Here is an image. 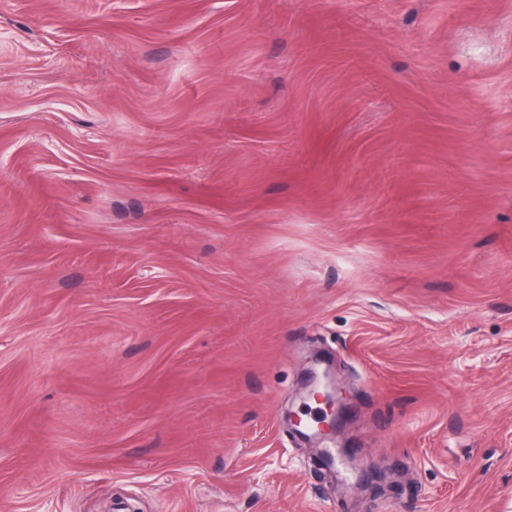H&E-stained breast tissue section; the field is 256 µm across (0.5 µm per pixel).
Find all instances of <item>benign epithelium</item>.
<instances>
[{
	"mask_svg": "<svg viewBox=\"0 0 512 512\" xmlns=\"http://www.w3.org/2000/svg\"><path fill=\"white\" fill-rule=\"evenodd\" d=\"M305 373L306 380L302 386L304 398H313L323 405L322 417L316 421L314 427L302 424V420L295 415L288 416V420L300 437L323 441L338 433L343 410L339 380L333 361L319 353L309 357Z\"/></svg>",
	"mask_w": 512,
	"mask_h": 512,
	"instance_id": "obj_1",
	"label": "benign epithelium"
}]
</instances>
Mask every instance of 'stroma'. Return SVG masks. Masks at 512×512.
Masks as SVG:
<instances>
[{
  "mask_svg": "<svg viewBox=\"0 0 512 512\" xmlns=\"http://www.w3.org/2000/svg\"><path fill=\"white\" fill-rule=\"evenodd\" d=\"M0 512H512V0H0ZM308 364L305 369L307 378L302 386L304 398H314L323 405L322 417L315 421V428L302 425V420L295 415H288V420L294 432L306 440L332 439L331 436L335 437L338 433V423L344 406L336 369L333 361L319 353L310 356Z\"/></svg>",
  "mask_w": 512,
  "mask_h": 512,
  "instance_id": "35a3bbf8",
  "label": "stroma"
}]
</instances>
